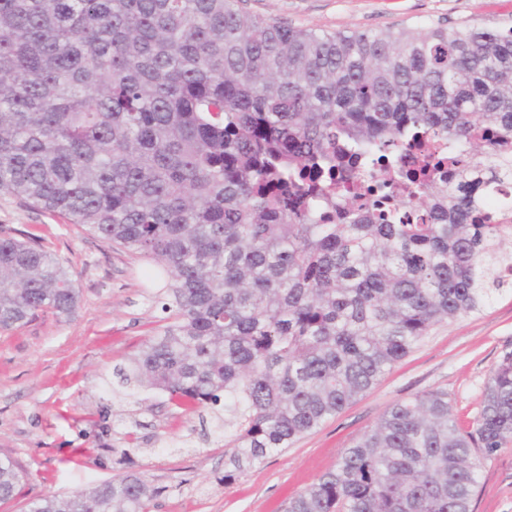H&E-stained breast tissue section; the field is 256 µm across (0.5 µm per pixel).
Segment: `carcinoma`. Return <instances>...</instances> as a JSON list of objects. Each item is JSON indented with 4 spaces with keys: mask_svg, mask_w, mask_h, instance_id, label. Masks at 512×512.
Returning a JSON list of instances; mask_svg holds the SVG:
<instances>
[{
    "mask_svg": "<svg viewBox=\"0 0 512 512\" xmlns=\"http://www.w3.org/2000/svg\"><path fill=\"white\" fill-rule=\"evenodd\" d=\"M241 0H0V192L166 265L171 322L112 370L233 406L224 479L512 290V26L318 33ZM73 275L0 236V331L71 316ZM512 440V351L474 429L389 407L284 512H472ZM22 475L0 457V501ZM130 472L28 512H150Z\"/></svg>",
    "mask_w": 512,
    "mask_h": 512,
    "instance_id": "carcinoma-1",
    "label": "carcinoma"
}]
</instances>
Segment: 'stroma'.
I'll use <instances>...</instances> for the list:
<instances>
[{
  "mask_svg": "<svg viewBox=\"0 0 512 512\" xmlns=\"http://www.w3.org/2000/svg\"><path fill=\"white\" fill-rule=\"evenodd\" d=\"M251 15L329 33L416 26L512 25V0H243ZM0 235L38 236L65 262L81 300L76 313H43L0 332V457L23 478L0 512L133 470L161 490L151 512H284L290 498L371 430L391 405L440 389L471 426L490 372L512 351V293L482 312L435 326L367 392L263 463L225 479L235 431L216 407L183 412L166 395L113 396L112 369L163 326L168 275L79 224L0 193ZM472 512H512V441L481 460Z\"/></svg>",
  "mask_w": 512,
  "mask_h": 512,
  "instance_id": "obj_1",
  "label": "stroma"
}]
</instances>
